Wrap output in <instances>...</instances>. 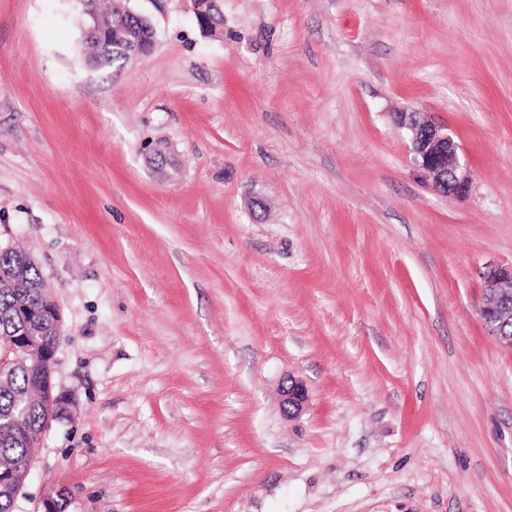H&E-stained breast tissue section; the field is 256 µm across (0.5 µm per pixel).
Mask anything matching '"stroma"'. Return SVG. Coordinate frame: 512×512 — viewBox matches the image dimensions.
Instances as JSON below:
<instances>
[{
	"label": "stroma",
	"mask_w": 512,
	"mask_h": 512,
	"mask_svg": "<svg viewBox=\"0 0 512 512\" xmlns=\"http://www.w3.org/2000/svg\"><path fill=\"white\" fill-rule=\"evenodd\" d=\"M134 0L91 68L81 0H0V241L34 257L77 405L14 512H512V0ZM398 112L471 166L430 188ZM165 164L152 160L156 143ZM310 395L284 419L279 382ZM91 1V7H94L99 15L94 10L85 9V13L89 16L87 27L84 29L85 41L91 42L94 39L95 32L99 25V18L101 25L98 28L94 42L91 46L87 45L88 48V59L98 68H113L116 71V67H119L121 61L117 59L116 51L119 43H127L128 39L138 40L139 48H141L146 54H149L155 44L154 28L149 16L134 11L128 4L130 0H124L120 2V7L127 14L122 16L113 4L105 9L99 10L96 4L97 0ZM122 2H125L123 4ZM136 17L137 19L131 18ZM146 22L151 30L146 29L142 22ZM117 72V71H116ZM479 277L485 297L481 317L484 322H498L496 338L512 348V265H488L479 272ZM506 326L510 332L504 329Z\"/></svg>",
	"instance_id": "35a3bbf8"
}]
</instances>
